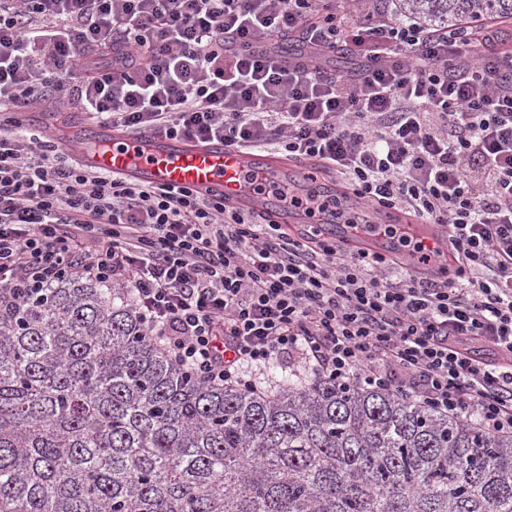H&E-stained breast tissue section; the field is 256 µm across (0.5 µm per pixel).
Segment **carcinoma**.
<instances>
[{
  "label": "carcinoma",
  "instance_id": "obj_1",
  "mask_svg": "<svg viewBox=\"0 0 512 512\" xmlns=\"http://www.w3.org/2000/svg\"><path fill=\"white\" fill-rule=\"evenodd\" d=\"M431 30L512 0H397ZM0 512H512V436L325 377L199 382L122 291L0 299Z\"/></svg>",
  "mask_w": 512,
  "mask_h": 512
}]
</instances>
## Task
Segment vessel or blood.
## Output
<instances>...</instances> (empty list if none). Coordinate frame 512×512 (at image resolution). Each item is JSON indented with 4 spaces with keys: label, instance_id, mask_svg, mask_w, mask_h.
Masks as SVG:
<instances>
[{
    "label": "vessel or blood",
    "instance_id": "vessel-or-blood-1",
    "mask_svg": "<svg viewBox=\"0 0 512 512\" xmlns=\"http://www.w3.org/2000/svg\"><path fill=\"white\" fill-rule=\"evenodd\" d=\"M82 143L80 161L95 171L112 173L137 183L157 187L189 188L201 196L222 198L239 209L270 215L278 224L307 222L303 214L282 208L269 194L243 190L242 184L252 172H260L266 184L280 183L276 166L264 163L261 155L225 146L214 139L203 144L189 143L161 133L145 132L137 138H126L110 125L85 122L79 133ZM377 215H370L356 246L371 253L387 255L398 250L397 241L376 234ZM316 237L345 245L348 227L338 220L334 210H327L310 224ZM429 261L423 271L434 276L439 265L448 260L451 244L444 235L423 237Z\"/></svg>",
    "mask_w": 512,
    "mask_h": 512
}]
</instances>
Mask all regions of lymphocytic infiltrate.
Instances as JSON below:
<instances>
[{"label": "lymphocytic infiltrate", "instance_id": "1", "mask_svg": "<svg viewBox=\"0 0 512 512\" xmlns=\"http://www.w3.org/2000/svg\"><path fill=\"white\" fill-rule=\"evenodd\" d=\"M339 50L350 68L328 70ZM71 103L335 171L365 208L446 225L453 268L395 277L0 121V289L89 278L196 380L252 390L248 368L288 356L512 435V54L493 27L432 31L377 0H0V111Z\"/></svg>", "mask_w": 512, "mask_h": 512}]
</instances>
